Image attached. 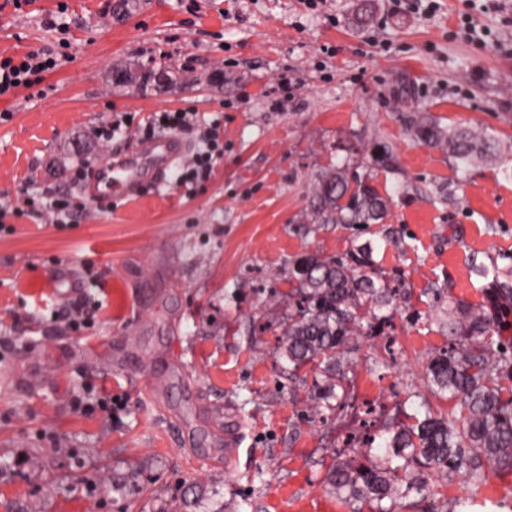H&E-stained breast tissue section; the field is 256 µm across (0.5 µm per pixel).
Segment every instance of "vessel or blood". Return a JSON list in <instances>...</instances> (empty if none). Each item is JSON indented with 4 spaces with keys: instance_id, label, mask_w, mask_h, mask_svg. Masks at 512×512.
Segmentation results:
<instances>
[{
    "instance_id": "1",
    "label": "vessel or blood",
    "mask_w": 512,
    "mask_h": 512,
    "mask_svg": "<svg viewBox=\"0 0 512 512\" xmlns=\"http://www.w3.org/2000/svg\"><path fill=\"white\" fill-rule=\"evenodd\" d=\"M189 150V141L179 134L139 138L134 151L109 155L93 167L79 190L101 206L117 199L139 198L146 189L166 186L171 171Z\"/></svg>"
}]
</instances>
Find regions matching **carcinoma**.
I'll list each match as a JSON object with an SVG mask.
<instances>
[{"mask_svg":"<svg viewBox=\"0 0 512 512\" xmlns=\"http://www.w3.org/2000/svg\"><path fill=\"white\" fill-rule=\"evenodd\" d=\"M410 129L423 144L448 151L462 173L499 147L481 126L444 130L418 115ZM349 169L345 163L316 179L303 223H383L386 199L370 177L350 176ZM374 251L368 244L334 256L308 254L292 260L297 286L282 354L296 368L317 364L312 396L317 416L325 409L339 415L349 406L353 372L348 355L362 337L375 335L400 308L412 324L423 319L404 274H385ZM472 271L478 302L442 286L423 291L432 305L442 306L438 328L448 335V348L428 360V386L455 401L451 414L414 418L385 439L381 456L363 444L348 449L351 456L336 460L325 476L336 497L374 502L378 512H394L409 492H430L435 483L461 473L467 477V492L453 499V508L461 509L490 489V477L502 481L512 475V337L504 335L512 327V269L491 257L487 263L473 262ZM505 379L511 385H502ZM384 501L390 507H381Z\"/></svg>","mask_w":512,"mask_h":512,"instance_id":"carcinoma-1","label":"carcinoma"}]
</instances>
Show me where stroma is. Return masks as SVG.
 Segmentation results:
<instances>
[{
  "label": "stroma",
  "instance_id": "35a3bbf8",
  "mask_svg": "<svg viewBox=\"0 0 512 512\" xmlns=\"http://www.w3.org/2000/svg\"><path fill=\"white\" fill-rule=\"evenodd\" d=\"M59 19L69 57L0 100V512H370L328 492L327 468L365 405L376 455L391 426L452 410L426 377L448 339L396 312L350 356L353 409L321 422L313 366L281 355L290 262L378 245L392 226L404 242L376 252L386 271L416 294L437 283L476 300L461 270L512 255V177L501 158L458 175L409 121L480 125L512 147V0H0V56L55 48ZM125 66L148 80L113 82ZM178 108L224 128V155L194 192L172 182L106 207L80 194L76 170ZM121 112L128 129L102 144L96 130ZM373 156L386 224L309 231L316 178ZM59 197L76 209L54 224ZM61 266L83 283L67 297L51 285ZM153 352L169 358L159 397L140 363ZM101 387L111 412H74ZM465 491L456 474L401 512H450Z\"/></svg>",
  "mask_w": 512,
  "mask_h": 512
}]
</instances>
